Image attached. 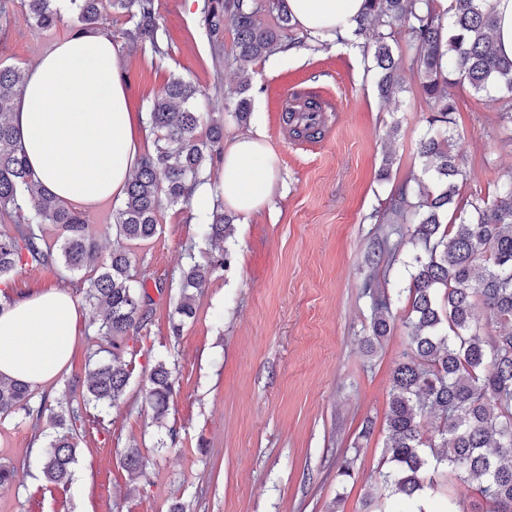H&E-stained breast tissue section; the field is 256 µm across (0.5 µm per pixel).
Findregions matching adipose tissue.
<instances>
[{"mask_svg":"<svg viewBox=\"0 0 512 512\" xmlns=\"http://www.w3.org/2000/svg\"><path fill=\"white\" fill-rule=\"evenodd\" d=\"M299 26L328 41L350 37L364 0H286ZM30 168L57 198L86 206L122 195L149 136L131 112L119 54L110 38L77 35L26 72L13 114ZM277 177L263 132L238 137L224 151L215 182L198 186L204 203L221 197L249 216L269 201ZM72 295L51 289L0 301V376L47 382L70 362L79 334Z\"/></svg>","mask_w":512,"mask_h":512,"instance_id":"1","label":"adipose tissue"}]
</instances>
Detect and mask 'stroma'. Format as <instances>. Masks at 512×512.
I'll list each match as a JSON object with an SVG mask.
<instances>
[{"label":"stroma","instance_id":"35a3bbf8","mask_svg":"<svg viewBox=\"0 0 512 512\" xmlns=\"http://www.w3.org/2000/svg\"><path fill=\"white\" fill-rule=\"evenodd\" d=\"M201 0H155L164 31V57L127 42V16L100 9L101 32L117 48L131 110L146 112L171 75L193 82L209 110L224 118V141L262 129L277 158L279 182L270 203L234 233L206 239L191 207L162 205L156 235L126 243L131 273L150 296L147 325L127 342L131 377L124 399L98 422L78 429L77 455L67 485L44 479L37 450L53 428L48 418L18 412L0 419V461L17 476L0 488V512H365L381 491L385 417L390 379L407 347L402 326L409 312L407 287L417 248L405 225L384 224L387 202L410 172L420 171L419 140L428 133L429 108L419 84L408 80L395 100L382 102L369 58L349 45L299 47L296 55L248 65L251 114H233L228 92L241 71L232 58L234 30L225 27L214 46L199 13ZM77 20L63 10L56 29L35 28L22 0H12L0 26V65L27 70L72 37ZM296 83L333 97L338 110L329 132L313 142L287 139L279 94ZM457 102L453 130L463 154L467 196L493 199L497 182L512 173V132L498 124L497 105L468 85L450 89ZM396 137H389L391 126ZM394 163L381 177L385 155ZM388 239L394 256L366 263L374 242ZM229 257L195 301V315L180 333L172 316L180 299V269L187 255L205 264ZM373 279L389 299L395 326L375 350L366 337ZM56 268H15L0 278V293L17 300L53 288L71 289ZM75 352L54 379L31 388L30 407L61 410L77 403L85 363L107 344L80 308ZM166 362L175 382L164 417L145 400L149 375ZM369 436H362L364 424ZM143 469L129 471L127 451ZM354 477L340 482L343 459ZM419 504L441 512L450 494L466 497L476 512L484 502L445 470L431 475Z\"/></svg>","mask_w":512,"mask_h":512}]
</instances>
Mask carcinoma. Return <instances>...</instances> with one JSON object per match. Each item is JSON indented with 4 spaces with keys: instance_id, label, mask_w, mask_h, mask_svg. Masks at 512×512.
Masks as SVG:
<instances>
[{
    "instance_id": "1",
    "label": "carcinoma",
    "mask_w": 512,
    "mask_h": 512,
    "mask_svg": "<svg viewBox=\"0 0 512 512\" xmlns=\"http://www.w3.org/2000/svg\"><path fill=\"white\" fill-rule=\"evenodd\" d=\"M99 0H69L79 33L106 24ZM285 0H203L201 21L210 36L219 38L224 25L235 31L234 60L240 70L266 59L280 48L285 32L296 22ZM113 11L136 19L123 32L131 43L149 44L158 54L163 33L154 0H109ZM33 25L43 31L61 20L57 0H27ZM275 15L266 24L263 15ZM410 36L409 71L420 77L428 103L429 124L446 126L441 135L420 139L417 153L422 176L405 181L391 197L389 213L408 221V232L420 253L409 286L410 311L403 321L408 345L392 373L385 422L384 454L390 463L381 475L384 489L408 499L425 488L429 468L442 467L454 479L476 487L486 512H512V174L498 184L491 201L460 198L464 179L462 155L451 129L457 110L445 85L466 82L477 93L503 92L499 120L512 123V59L501 55L494 40L496 18L492 0H365V11L353 36L372 49L379 95L389 99L404 91L403 52L392 42V30ZM23 74L0 67V219L22 216L13 233H0V277L17 266H58L79 278L85 302L101 313L98 335L111 346L108 359L88 365L83 380V405L51 413L54 435L41 449L45 479L65 485L76 458L73 431L83 422L82 407H112L125 396L130 378L126 342L145 327L149 297L132 283V258L123 247L102 261L84 212L39 189L13 125V108ZM248 78L237 90L234 115L248 120L251 99ZM192 83L172 78L151 99L147 123L154 150L142 156L128 180L122 203L112 213L118 239L143 242L157 232L162 202L191 204L199 184L209 181L205 162L224 140V120L206 112ZM209 124L206 139L198 137ZM291 135L320 134L315 116L291 111ZM202 234L220 240L233 232V218L220 199L195 213ZM56 229L49 243L43 225ZM224 258L207 265L196 262L182 270L179 320L195 314V297ZM387 296H373L375 315L367 342L378 343L392 330L383 310ZM486 315L487 324L477 317ZM502 332L491 335L486 325ZM146 399L163 415L174 387L172 371L157 363L149 377ZM30 385L0 378V417L28 412ZM427 417L436 420L435 434H423Z\"/></svg>"
}]
</instances>
